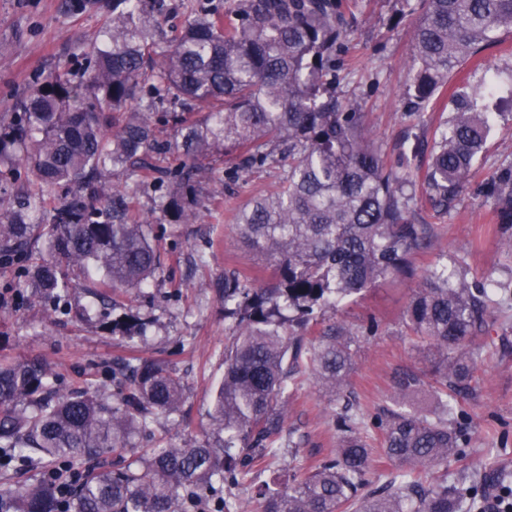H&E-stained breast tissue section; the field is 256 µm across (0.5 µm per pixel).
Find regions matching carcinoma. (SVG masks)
Returning <instances> with one entry per match:
<instances>
[{
	"label": "carcinoma",
	"instance_id": "1",
	"mask_svg": "<svg viewBox=\"0 0 512 512\" xmlns=\"http://www.w3.org/2000/svg\"><path fill=\"white\" fill-rule=\"evenodd\" d=\"M397 23L413 17L407 112L422 115L470 60L512 32V0H403ZM150 0H112V25L93 45L79 82L59 71L0 124V156L18 157L31 180L0 211V265L48 250L22 275L66 311L72 284L61 264L103 275L108 285L141 289L161 268L149 226L130 209L148 178L167 187L164 208L189 224L208 179L205 161L235 156L249 171L291 158L276 190L237 215L238 235L273 268L274 284L224 270V379L215 391L211 433L185 447L130 455L132 439L158 415L179 423L182 378L164 364L135 358L122 366L112 402L92 385L56 390L37 361L0 359V466L14 459L39 470L30 484L0 488V512H238L226 484L294 447L281 404L296 375L310 370L337 402L336 456L282 492L266 484L259 512H474L490 481L507 490L508 471L434 476L464 453L454 401L477 381L473 344L512 292L468 281L441 254L404 311L406 333L432 355L431 371L403 370L405 397L427 387L432 411L397 399L372 415L346 391L356 338L329 327L307 337L315 314L408 273L412 255L430 246V225L414 223L410 175L387 171L365 131V113L336 97L344 42L356 17L346 0H243L224 16L200 13L163 61L156 60V10ZM138 100L141 109L128 108ZM503 102L494 78L457 90L452 115L435 138L427 187L448 206L468 185L494 112ZM179 112H164V105ZM198 106L205 113L195 116ZM182 125L181 141L159 139L156 122ZM177 151L173 172L153 163ZM134 177L96 207L108 172ZM76 186L49 224L27 221L43 208L44 188ZM489 192L499 228H512V171L495 173ZM398 463L381 490L362 494L374 449Z\"/></svg>",
	"mask_w": 512,
	"mask_h": 512
}]
</instances>
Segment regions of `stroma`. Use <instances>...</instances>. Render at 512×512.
Masks as SVG:
<instances>
[{
	"label": "stroma",
	"instance_id": "35a3bbf8",
	"mask_svg": "<svg viewBox=\"0 0 512 512\" xmlns=\"http://www.w3.org/2000/svg\"><path fill=\"white\" fill-rule=\"evenodd\" d=\"M227 0H163L158 18L160 51L205 10L223 11ZM356 27L346 40L351 63L336 94L359 103L371 136L388 168L412 169V207L419 223L430 225L431 245L410 259L409 276L387 281L327 310L321 327L340 326L357 336L350 389L371 412L388 405L395 374L406 367L424 368L428 360L419 343L407 336L402 317L413 289L427 266L441 253L465 271L468 279L491 281L512 289V256L502 248L495 199L486 182L494 172L512 166V108L497 116L485 150L467 189L448 211L436 210L423 183L427 151L437 127L451 112L435 108L423 117L406 108L407 63L411 55L408 26L393 29L389 19L402 0H353ZM112 23V13L97 0H0V121H11L17 104L57 70L80 80L90 66V49ZM495 74L502 93L512 92V34L484 52L480 64H467L453 78L456 87H478ZM212 180L199 197L197 218L173 224L161 207V190L138 191L133 206L151 224L165 261L150 287L113 294L103 282L92 283L77 268L68 269L73 283L67 310L55 312L40 289H24L0 305V356L43 362L61 392L93 384L103 397L118 391L115 369L130 355L159 359L182 377L185 418L172 426L158 418L149 433L136 435L135 452L203 439L210 432L211 391L224 375V348L232 331L224 322L218 290L226 268L270 278L266 259L251 252L238 236L233 215L254 197L267 194L284 173L273 165L244 172L234 157L213 155L207 162ZM205 252V266L195 253ZM142 318V335L111 332L107 324L126 312ZM479 380L458 399L455 419L469 426L467 463L512 471V310L489 320L476 347ZM287 425L300 442L298 456H281L232 485L229 495L239 512H257L254 485L287 466L297 476L333 456L338 433L329 394L313 374L298 379L286 398Z\"/></svg>",
	"mask_w": 512,
	"mask_h": 512
}]
</instances>
